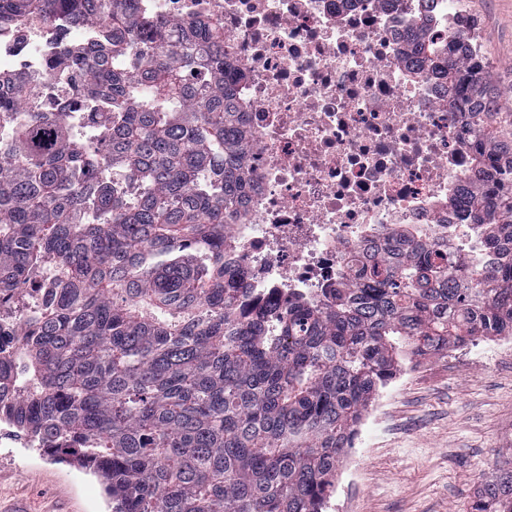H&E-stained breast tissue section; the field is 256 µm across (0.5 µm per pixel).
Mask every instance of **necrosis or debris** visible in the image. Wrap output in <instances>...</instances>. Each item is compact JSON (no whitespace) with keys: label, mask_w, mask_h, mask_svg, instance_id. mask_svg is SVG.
Here are the masks:
<instances>
[{"label":"necrosis or debris","mask_w":512,"mask_h":512,"mask_svg":"<svg viewBox=\"0 0 512 512\" xmlns=\"http://www.w3.org/2000/svg\"><path fill=\"white\" fill-rule=\"evenodd\" d=\"M151 16L224 24V54L251 150L249 191L224 227L245 288L239 304L333 301L357 251L404 230L443 241L456 269L480 258L479 229L450 209L471 175L439 73L407 61L416 27L435 45L471 36L462 0H141ZM58 14L0 32V70L66 109L72 86L56 60L96 38Z\"/></svg>","instance_id":"4bbe7bcc"}]
</instances>
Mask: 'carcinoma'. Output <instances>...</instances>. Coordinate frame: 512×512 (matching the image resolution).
Masks as SVG:
<instances>
[{
    "instance_id": "cac0c4a2",
    "label": "carcinoma",
    "mask_w": 512,
    "mask_h": 512,
    "mask_svg": "<svg viewBox=\"0 0 512 512\" xmlns=\"http://www.w3.org/2000/svg\"><path fill=\"white\" fill-rule=\"evenodd\" d=\"M135 2L0 0V28L58 11L99 28L60 61L71 112L14 121L32 90L0 72L14 169L0 179V312L53 266L51 298L23 327L0 324V418L101 477L112 512H326L358 423L403 365L512 336V132L497 130L495 86L473 41L437 50L413 33L473 152L451 206L488 230L493 262L475 276L434 241L394 239L324 307L241 311L224 225L247 184L244 74L224 23L166 26ZM469 512H512V462Z\"/></svg>"
}]
</instances>
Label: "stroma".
<instances>
[{"instance_id":"35a3bbf8","label":"stroma","mask_w":512,"mask_h":512,"mask_svg":"<svg viewBox=\"0 0 512 512\" xmlns=\"http://www.w3.org/2000/svg\"><path fill=\"white\" fill-rule=\"evenodd\" d=\"M499 90L512 89V0H464ZM503 337L407 365L375 399L382 423L341 467L329 512H467L482 476L512 460V351ZM15 512H109L96 475L0 447Z\"/></svg>"}]
</instances>
